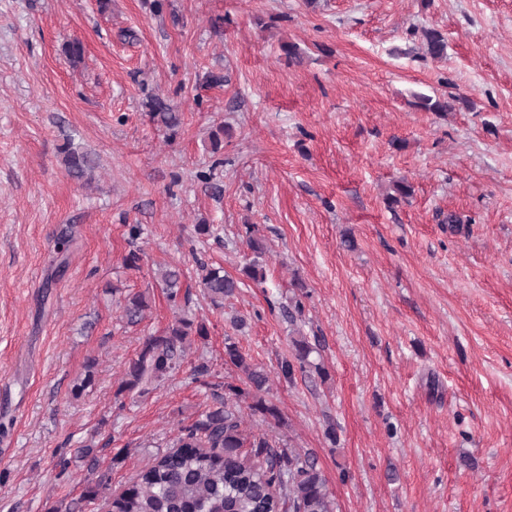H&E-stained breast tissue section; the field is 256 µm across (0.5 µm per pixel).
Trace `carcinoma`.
I'll list each match as a JSON object with an SVG mask.
<instances>
[{
	"label": "carcinoma",
	"instance_id": "1",
	"mask_svg": "<svg viewBox=\"0 0 512 512\" xmlns=\"http://www.w3.org/2000/svg\"><path fill=\"white\" fill-rule=\"evenodd\" d=\"M426 53L442 58L447 53V39L436 29L421 30ZM417 105L431 112L452 110L446 98L418 97ZM151 117L157 124L173 130L180 115L170 111L161 100L153 104ZM67 173L87 183L96 168L95 159L71 145L64 147ZM246 246L253 258L244 268L245 276L255 282L265 279V248L255 236L253 225L247 226ZM198 286L216 308L224 307V299L234 296L242 281L224 273L221 266L197 264ZM161 288L177 309L189 300L182 291V272L166 267L157 274ZM149 309L147 297L134 293L125 299L124 317L129 324L141 322ZM209 328L180 314L163 334L148 336L138 357L132 360L121 385L123 391H145V386L160 384L181 367V357L190 336L205 338ZM294 361L281 365V372L292 379L295 372H326L310 361L312 347L305 339L293 340ZM224 362L243 377L245 387L231 382L225 390L234 398L250 400L248 409L265 418L281 420L278 408L267 402L269 378L259 366L242 352L235 338H224ZM248 434L243 428L241 410L236 403L224 400L203 411L196 420L179 428L169 449L159 451L140 470L136 481L112 498L111 512H334L333 501L322 471L314 457L296 448L278 451L258 442L256 460L241 458Z\"/></svg>",
	"mask_w": 512,
	"mask_h": 512
}]
</instances>
